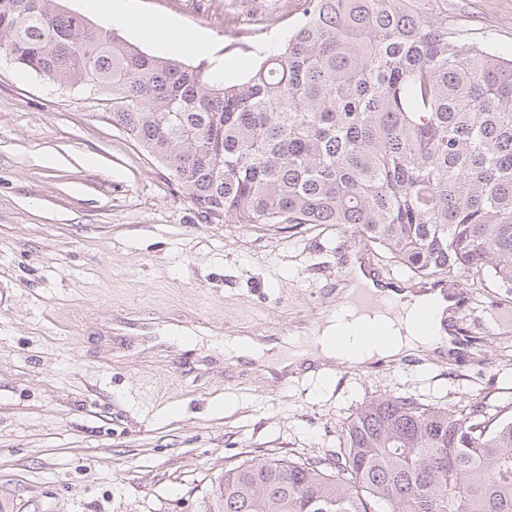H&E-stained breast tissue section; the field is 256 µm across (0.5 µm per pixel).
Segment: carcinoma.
<instances>
[{
    "instance_id": "carcinoma-1",
    "label": "carcinoma",
    "mask_w": 512,
    "mask_h": 512,
    "mask_svg": "<svg viewBox=\"0 0 512 512\" xmlns=\"http://www.w3.org/2000/svg\"><path fill=\"white\" fill-rule=\"evenodd\" d=\"M243 79L142 51L58 0H0V53L111 102L210 222L336 224L422 279L512 292V57L409 0H299ZM201 512H512V415L388 395L327 457L224 463Z\"/></svg>"
}]
</instances>
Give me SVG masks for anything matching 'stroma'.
Segmentation results:
<instances>
[{
	"mask_svg": "<svg viewBox=\"0 0 512 512\" xmlns=\"http://www.w3.org/2000/svg\"><path fill=\"white\" fill-rule=\"evenodd\" d=\"M451 36L512 54V0H411ZM212 41L240 79L293 31L286 0H135ZM333 224L209 223L168 171L113 129L80 86L0 58V512H200L224 463L251 450L319 458L358 409L408 394L512 414V293L463 275L465 366L431 359L316 374L223 359V338L305 336L324 292ZM151 323L155 340L125 334ZM198 336L218 360L185 374L158 338Z\"/></svg>",
	"mask_w": 512,
	"mask_h": 512,
	"instance_id": "obj_1",
	"label": "stroma"
}]
</instances>
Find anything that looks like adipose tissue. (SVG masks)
<instances>
[{"label":"adipose tissue","mask_w":512,"mask_h":512,"mask_svg":"<svg viewBox=\"0 0 512 512\" xmlns=\"http://www.w3.org/2000/svg\"><path fill=\"white\" fill-rule=\"evenodd\" d=\"M86 9L100 12L104 24L116 28L141 27L143 34L163 50H193L205 53L207 40L197 34H177L170 25L153 24L141 26L138 16L132 14L128 0H84ZM433 307L435 320L427 333H420L415 319L424 307ZM446 301L440 294H411L389 325L394 333L387 341H372L360 332L362 315L356 310L347 309L338 314H327L315 326L321 340L318 349L295 346L288 357L277 363V370L296 367L301 362H335L351 369L383 361H397L423 352L445 355L451 346V335L443 321Z\"/></svg>","instance_id":"obj_1"}]
</instances>
